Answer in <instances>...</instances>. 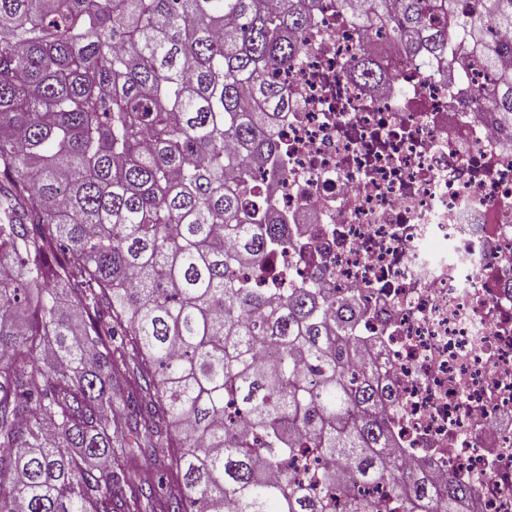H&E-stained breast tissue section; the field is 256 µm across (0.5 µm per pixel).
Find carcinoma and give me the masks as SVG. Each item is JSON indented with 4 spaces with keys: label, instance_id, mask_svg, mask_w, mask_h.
Masks as SVG:
<instances>
[{
    "label": "carcinoma",
    "instance_id": "carcinoma-1",
    "mask_svg": "<svg viewBox=\"0 0 512 512\" xmlns=\"http://www.w3.org/2000/svg\"><path fill=\"white\" fill-rule=\"evenodd\" d=\"M319 0H0V512H459L256 194ZM512 122V0H338ZM501 30L486 37L490 26ZM354 81L389 78L374 55ZM168 476L133 482L135 451ZM385 486L372 498L360 492Z\"/></svg>",
    "mask_w": 512,
    "mask_h": 512
}]
</instances>
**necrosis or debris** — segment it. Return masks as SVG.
Here are the masks:
<instances>
[{
    "label": "necrosis or debris",
    "instance_id": "necrosis-or-debris-1",
    "mask_svg": "<svg viewBox=\"0 0 512 512\" xmlns=\"http://www.w3.org/2000/svg\"><path fill=\"white\" fill-rule=\"evenodd\" d=\"M302 38L277 128L285 172H257L293 245L260 285L304 279L358 302L403 460L468 483L461 512H512V126L473 95L492 76L473 63L427 79L336 0ZM363 48L387 82L349 78Z\"/></svg>",
    "mask_w": 512,
    "mask_h": 512
}]
</instances>
